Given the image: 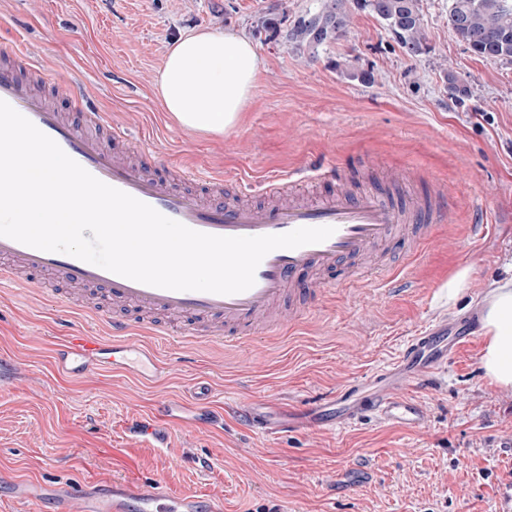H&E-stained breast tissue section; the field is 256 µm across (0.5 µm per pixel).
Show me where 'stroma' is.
Listing matches in <instances>:
<instances>
[{"label": "stroma", "instance_id": "obj_1", "mask_svg": "<svg viewBox=\"0 0 512 512\" xmlns=\"http://www.w3.org/2000/svg\"><path fill=\"white\" fill-rule=\"evenodd\" d=\"M318 0H0V42L41 55L59 77H77L89 102L128 140L104 147L137 164L219 173L225 194L261 202L277 175L303 174L297 191L386 189L402 199L442 189L452 223L416 261L402 245L386 257L404 291L337 286L282 338L246 350L204 343L163 349L166 370L144 385L130 375L70 378L52 361L58 314L42 283L0 285V353L14 366L0 388V472L77 486L128 480L171 495L222 501L224 512H512V391L491 385L481 336L448 363L399 387L419 403L411 429L367 416L356 425L303 424L269 439L224 419L223 428L172 426L166 447L131 439L129 424L155 401L184 400L192 382L214 388L215 406L251 404L301 413L348 385L372 391L371 372L401 358L409 336L439 324L457 335L488 283L512 261V63L475 57L448 30V0H422L429 53L407 57L366 11L347 33L298 56L285 34L258 31L262 17L298 14ZM198 26L249 37L262 58L255 96L222 136L191 133L163 112L151 86L167 42ZM374 70L366 85L356 72ZM453 71L471 88L448 93ZM485 227L482 237L472 225ZM455 301H438L459 271Z\"/></svg>", "mask_w": 512, "mask_h": 512}]
</instances>
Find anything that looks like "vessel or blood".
I'll return each mask as SVG.
<instances>
[{
  "label": "vessel or blood",
  "mask_w": 512,
  "mask_h": 512,
  "mask_svg": "<svg viewBox=\"0 0 512 512\" xmlns=\"http://www.w3.org/2000/svg\"><path fill=\"white\" fill-rule=\"evenodd\" d=\"M0 53L18 57L20 67L43 79L57 95L76 105L84 104L77 79L58 78L20 46L1 47ZM18 69L0 66V100L29 119L97 179L152 206L165 217L217 236L277 235L300 227L333 230L323 242L270 252L255 272L254 285L230 295L146 285L73 256L41 251L0 236V283L15 281L17 273L23 272L42 278L47 296L56 307L71 306V298L62 291L63 286L71 285L102 292L126 308L125 313L108 316L101 336H89L64 325L54 348V361L67 376L112 371L132 375L146 385L156 384L164 364L150 346L140 343V336L188 343L196 340V327L202 323L210 326V343L251 347L259 340L279 335L281 325L270 315L280 301H292L295 316L301 318L308 312L305 298L318 291L334 290L336 282L328 273L341 260L362 257L396 239L404 241L408 256L418 257L432 243L435 225L452 214L446 205L432 200L417 199L403 205L379 190L355 197L337 193L312 201L291 200L274 206L225 202L217 190L221 176L198 179L186 170L173 179L150 176L114 158L103 148L101 136L107 133L122 140L126 137L124 129L112 125L99 112L84 113L79 124L65 120L23 81ZM372 278L393 287L399 283L397 272L385 265L369 272H353L349 280L360 283ZM453 353L438 330L431 329L411 337L401 361L417 371L438 367ZM350 395L345 389L329 396L327 403L336 419L349 422L370 410L384 420L411 427L423 420L416 402L398 397L390 388H383L381 395L363 407H346ZM175 420L172 407L160 402L135 419L130 429L136 437L159 448L166 442L168 424ZM105 488V493L99 495L90 484L77 492L68 485L30 482L12 484L11 491L14 498L38 508L54 501L56 512H70L76 498L81 499L83 512H223L218 502L174 497L159 485L145 488L115 480L106 483Z\"/></svg>",
  "instance_id": "vessel-or-blood-1"
}]
</instances>
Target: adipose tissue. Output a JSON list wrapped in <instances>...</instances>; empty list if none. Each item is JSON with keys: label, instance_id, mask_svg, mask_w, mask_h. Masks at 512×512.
Here are the masks:
<instances>
[{"label": "adipose tissue", "instance_id": "adipose-tissue-1", "mask_svg": "<svg viewBox=\"0 0 512 512\" xmlns=\"http://www.w3.org/2000/svg\"><path fill=\"white\" fill-rule=\"evenodd\" d=\"M262 61L254 43L230 30L199 27L169 41L151 82L182 128L223 135L239 125ZM480 363L490 384L512 390V266L492 282L479 307Z\"/></svg>", "mask_w": 512, "mask_h": 512}]
</instances>
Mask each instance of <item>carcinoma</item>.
<instances>
[{
	"mask_svg": "<svg viewBox=\"0 0 512 512\" xmlns=\"http://www.w3.org/2000/svg\"><path fill=\"white\" fill-rule=\"evenodd\" d=\"M354 9L376 16L409 57L426 53L420 0H322L307 13L329 29L325 42L331 43L346 32ZM448 29L473 55L512 62V7L504 0H453L448 9ZM287 40L298 54L320 46L303 24L291 26Z\"/></svg>",
	"mask_w": 512,
	"mask_h": 512,
	"instance_id": "obj_1",
	"label": "carcinoma"
}]
</instances>
